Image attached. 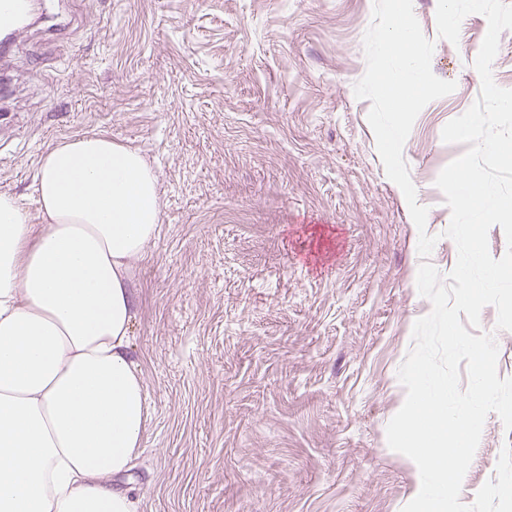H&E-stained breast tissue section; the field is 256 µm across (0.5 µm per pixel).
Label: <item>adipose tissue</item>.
Returning a JSON list of instances; mask_svg holds the SVG:
<instances>
[{"mask_svg": "<svg viewBox=\"0 0 512 512\" xmlns=\"http://www.w3.org/2000/svg\"><path fill=\"white\" fill-rule=\"evenodd\" d=\"M37 214L0 193V512H136L112 478L149 418L131 355L132 270L158 177L107 134L50 147Z\"/></svg>", "mask_w": 512, "mask_h": 512, "instance_id": "obj_1", "label": "adipose tissue"}]
</instances>
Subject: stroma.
Listing matches in <instances>:
<instances>
[{
	"instance_id": "obj_1",
	"label": "stroma",
	"mask_w": 512,
	"mask_h": 512,
	"mask_svg": "<svg viewBox=\"0 0 512 512\" xmlns=\"http://www.w3.org/2000/svg\"><path fill=\"white\" fill-rule=\"evenodd\" d=\"M374 0H42L0 60V193L38 209L41 156L82 133L142 149L162 220L132 289L149 422L119 479L137 512H402L420 482L386 427L417 319L419 233L353 87ZM455 90L417 116L403 157L429 256L457 260L435 180L465 145L441 131L478 99L483 15L439 38ZM489 414L460 500L494 479Z\"/></svg>"
}]
</instances>
